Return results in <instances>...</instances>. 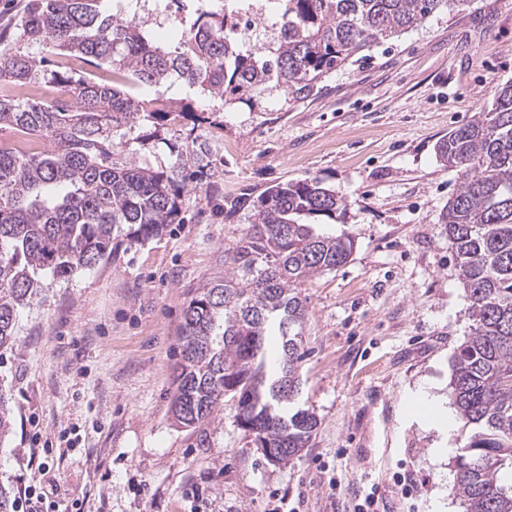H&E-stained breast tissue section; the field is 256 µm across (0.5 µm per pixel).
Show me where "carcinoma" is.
I'll use <instances>...</instances> for the list:
<instances>
[{"mask_svg": "<svg viewBox=\"0 0 512 512\" xmlns=\"http://www.w3.org/2000/svg\"><path fill=\"white\" fill-rule=\"evenodd\" d=\"M153 2L157 10L178 5L182 34L169 48L138 18L103 14L99 0H31L15 34L0 35V85L49 84L59 92L51 101L0 94V126L51 143L37 153L0 146L2 352L17 344V311L33 302L40 277L65 278L111 257L124 224L139 239L178 223L185 186L210 165V145L194 133L209 118L164 92L139 98L115 82L180 81L226 105L250 101L274 82L299 101L364 49L462 0H277L279 35L248 45L251 25L241 24L235 0H208L188 15L183 0ZM59 50L109 67L112 81L53 68ZM189 120L190 142L170 163L156 168L122 157L134 143L166 142L165 131ZM437 153L461 174L444 223L472 321L452 358L450 388L462 422L455 491L465 512H512V85L498 91L489 111L448 132ZM246 207V234L224 250L231 274L198 289L184 310L171 412L191 427L212 419L229 396L240 426L286 463L310 447L317 427L312 413L291 407L306 319L297 288L349 262L356 243L349 234H317L308 223L346 207L318 181L226 198L224 218ZM12 428L0 389V442Z\"/></svg>", "mask_w": 512, "mask_h": 512, "instance_id": "cac0c4a2", "label": "carcinoma"}]
</instances>
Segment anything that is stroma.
Returning <instances> with one entry per match:
<instances>
[{"mask_svg":"<svg viewBox=\"0 0 512 512\" xmlns=\"http://www.w3.org/2000/svg\"><path fill=\"white\" fill-rule=\"evenodd\" d=\"M512 84V0H466L364 59L319 92L286 101L276 84L202 126L216 174L188 185L183 223L145 240L119 232L111 259L44 277L0 355L15 427L0 443V486L19 512H429L448 460L413 418L424 384L448 394L469 302L443 222L461 182L437 155L449 131ZM316 180L347 201L323 234L356 239L351 260L300 287L307 316L297 403L318 420L309 448L269 461L237 423L232 399L195 427L170 412L183 312L223 279L224 251L249 211L224 199Z\"/></svg>","mask_w":512,"mask_h":512,"instance_id":"1","label":"stroma"}]
</instances>
